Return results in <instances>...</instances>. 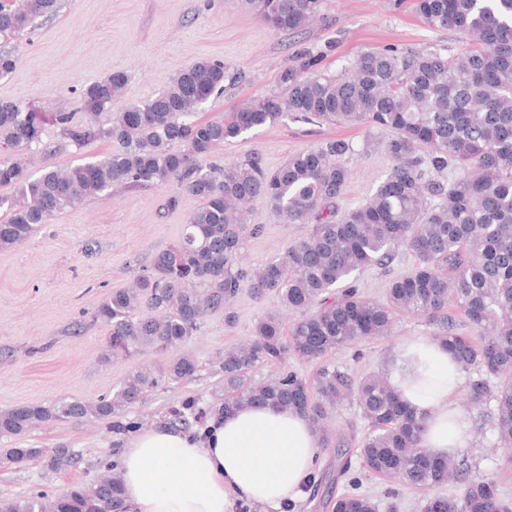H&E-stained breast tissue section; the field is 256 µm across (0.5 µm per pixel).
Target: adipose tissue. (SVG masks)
Here are the masks:
<instances>
[{"label":"adipose tissue","mask_w":512,"mask_h":512,"mask_svg":"<svg viewBox=\"0 0 512 512\" xmlns=\"http://www.w3.org/2000/svg\"><path fill=\"white\" fill-rule=\"evenodd\" d=\"M388 383L425 423L423 447L455 455L471 438L455 405L464 383L441 343L419 336L390 354ZM319 437L291 410L241 408L211 415L197 435L170 428L137 432L119 455L124 512H229L233 500L279 512L302 496L319 455Z\"/></svg>","instance_id":"adipose-tissue-1"}]
</instances>
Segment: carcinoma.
Listing matches in <instances>:
<instances>
[{
    "label": "carcinoma",
    "instance_id": "1",
    "mask_svg": "<svg viewBox=\"0 0 512 512\" xmlns=\"http://www.w3.org/2000/svg\"><path fill=\"white\" fill-rule=\"evenodd\" d=\"M277 32L303 30L323 0H245ZM427 26L453 29L473 42L459 56L428 47L419 50L363 49L344 72L329 75L320 58L305 53L280 74V91L253 98L221 120L200 121L195 111L224 91V64L202 58L179 73L169 87L144 102L130 103L112 124L97 125L112 111L128 82L116 70L88 85L80 95L84 125L57 112L51 122L75 144L92 137L113 143L99 160L61 174H32L24 157L0 160V247H11L57 213L114 185L171 183L201 200L178 244L156 252L127 288L100 302L93 320L107 329L99 360L107 365L148 348H179L200 321L224 307L240 290L252 297L277 296L297 314L290 332L279 316L260 320L250 343L224 350L223 386L211 408L230 413L248 406H271L305 415L324 448H335L332 480L345 490L328 496L331 512H377L361 491L366 473L397 478L424 494L422 512H512V498L494 474H474L466 458L442 457L421 446L419 419L393 393L385 373L355 380L327 357L388 334L401 313L426 319L431 339L453 354L470 374L471 403L490 407L497 441L512 446V0H414ZM57 0H14L0 9V33L21 35L52 15ZM287 113L305 120L361 124L391 133L385 149L393 166L363 204L338 213L349 179L343 163L354 152L345 139L321 141L296 152L274 171L257 159L245 163L210 161L220 145ZM42 121L12 101H0V144L28 152L41 140ZM180 144L183 149L176 150ZM450 174L448 184L434 176ZM267 203L283 223L308 224L309 233L291 243L285 257L258 268L237 263L245 238L262 231L248 224L244 207ZM401 252L411 254L410 272L392 279L384 297L361 291L360 274L385 268ZM453 305L469 332L461 331ZM321 361L313 383L293 370L271 380H255L264 364L288 357ZM188 356L162 367L134 370L95 403L61 399L0 412V438L14 464L43 454L24 448L22 439L43 423L118 418L162 382L193 377ZM356 404L368 432L356 449L360 468L340 435L330 437L327 421L344 401ZM206 410L186 401L170 410L172 423L189 429ZM462 484L457 496L441 492L450 480ZM325 475L312 474L303 487L306 506L320 493ZM122 478L116 466L89 484L50 496L38 492L1 498L0 512H117Z\"/></svg>",
    "mask_w": 512,
    "mask_h": 512
}]
</instances>
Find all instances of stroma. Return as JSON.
<instances>
[{
  "mask_svg": "<svg viewBox=\"0 0 512 512\" xmlns=\"http://www.w3.org/2000/svg\"><path fill=\"white\" fill-rule=\"evenodd\" d=\"M429 44L450 54L464 48L458 32L423 24L412 0H324L320 14L295 35L272 30L242 0H58L56 12L32 33L0 36V50L18 58L15 71L0 79V99L48 115L69 112L82 123L81 89L112 71L128 75L121 99L112 105L118 111L154 97L178 73L207 58L224 62L230 74L223 93L199 110L200 119L219 120L251 98L278 91L280 73L295 64L301 50L322 54L324 71L335 75L367 47L404 50ZM336 138L350 140L355 148L344 159L350 176L339 206L346 209L365 202L389 173L393 161L384 149L386 132L288 115L224 143L214 159L230 163L255 156L273 170L301 149ZM110 148L99 138L74 144L47 123L32 170L64 171L101 158ZM173 196L178 202L172 207ZM199 205L173 185L118 187L55 215L24 242L0 249V411L72 397L94 402L130 371L158 368L177 353L192 356L198 364L194 377L160 384L127 414L141 430L164 426L170 409L183 401L195 400L202 408L214 402L223 376L220 355L249 339L260 318L276 314L292 327L294 315L282 310L275 296L257 300L244 290L228 312L206 315L178 352L148 349L131 359L100 363L106 329L93 322V311L112 290L128 287L152 254L177 244ZM247 221L263 227L240 251L241 261L254 267L281 259L309 230L305 224L278 222L260 199L249 205ZM229 312L235 316L230 323ZM429 334L424 318L405 314L391 336L364 342L362 362H353L346 350L329 360L357 378L383 369L390 350L405 339ZM455 401L472 421L461 456L473 471L495 473L512 497V454L494 447L486 408L469 404L463 388ZM130 436L116 431L109 419L41 425L27 435V447L67 448L76 453V463L52 471L41 457L22 466L0 461V498L38 489L57 493L94 481Z\"/></svg>",
  "mask_w": 512,
  "mask_h": 512,
  "instance_id": "stroma-1",
  "label": "stroma"
}]
</instances>
